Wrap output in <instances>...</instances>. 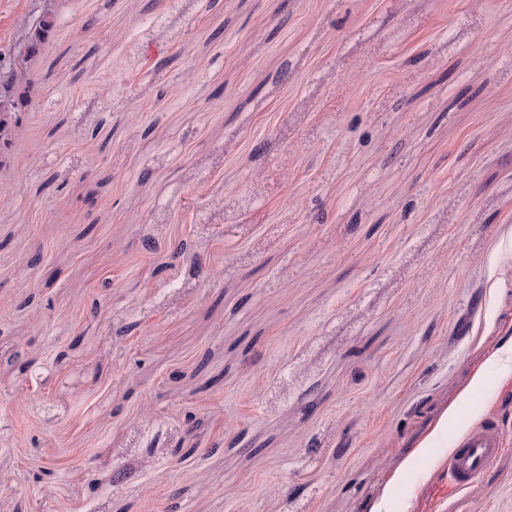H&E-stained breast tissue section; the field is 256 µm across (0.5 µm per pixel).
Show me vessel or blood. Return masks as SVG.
Masks as SVG:
<instances>
[{"label": "vessel or blood", "mask_w": 512, "mask_h": 512, "mask_svg": "<svg viewBox=\"0 0 512 512\" xmlns=\"http://www.w3.org/2000/svg\"><path fill=\"white\" fill-rule=\"evenodd\" d=\"M504 451V439L498 425L484 419L463 432L448 456V475L464 489L480 479Z\"/></svg>", "instance_id": "obj_1"}]
</instances>
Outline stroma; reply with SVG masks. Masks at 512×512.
Returning a JSON list of instances; mask_svg holds the SVG:
<instances>
[{
	"label": "stroma",
	"mask_w": 512,
	"mask_h": 512,
	"mask_svg": "<svg viewBox=\"0 0 512 512\" xmlns=\"http://www.w3.org/2000/svg\"><path fill=\"white\" fill-rule=\"evenodd\" d=\"M48 3L0 512H512V0H0V61ZM503 451L500 428L486 418L457 438L455 448L448 455V476L459 489H465L480 479Z\"/></svg>",
	"instance_id": "1"
}]
</instances>
